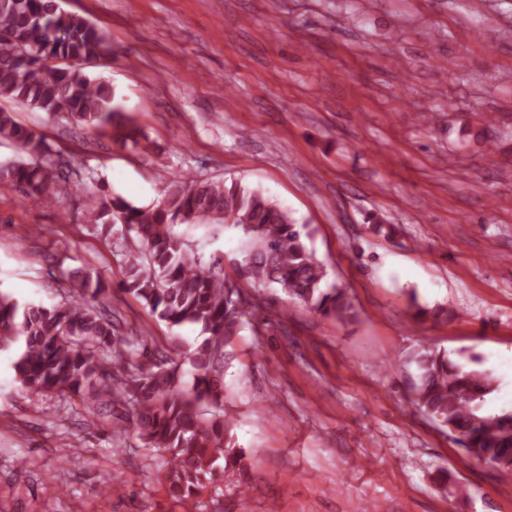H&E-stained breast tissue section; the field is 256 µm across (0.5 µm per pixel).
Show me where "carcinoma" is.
I'll return each instance as SVG.
<instances>
[{"label":"carcinoma","mask_w":512,"mask_h":512,"mask_svg":"<svg viewBox=\"0 0 512 512\" xmlns=\"http://www.w3.org/2000/svg\"><path fill=\"white\" fill-rule=\"evenodd\" d=\"M108 52L102 31L80 15L60 12L56 0H0V99L64 114L95 134L108 128L113 142L138 148L139 131L115 103L111 85L81 68ZM0 142L27 156L1 165L0 182L51 202L81 189V182L71 180L70 160L2 108ZM163 179L157 204L141 208L105 194L86 208L85 220L106 240L120 234L116 243L126 248L124 291L169 327L200 329L204 338L187 356L192 371L164 353L141 361L143 331L119 334L109 313L112 294L101 280L79 272L69 277L68 296L51 308L22 305L0 290V351L18 350L15 378L33 395L67 396L86 414L105 420L123 405L146 447L162 457L157 480L184 504L244 457L233 447L231 417L221 405V373L244 325L272 321L263 315L261 295L226 278L222 258L204 262L175 227L234 226L247 238L235 262L238 277L257 287L273 284L308 310L339 322L354 319L355 312L343 289L325 286L327 271L306 243L308 225L287 210L236 182L199 180L187 172H168ZM414 362L415 407L448 430L469 457L511 476L512 413L490 416L481 409L495 390L493 377L439 350L423 349Z\"/></svg>","instance_id":"obj_1"}]
</instances>
